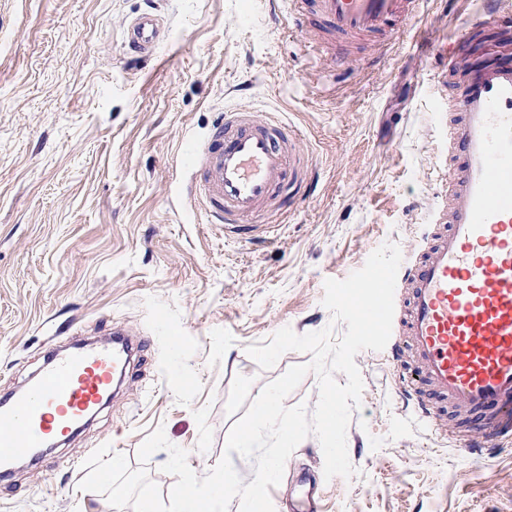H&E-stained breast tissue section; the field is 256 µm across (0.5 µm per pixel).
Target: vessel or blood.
<instances>
[{
  "mask_svg": "<svg viewBox=\"0 0 512 512\" xmlns=\"http://www.w3.org/2000/svg\"><path fill=\"white\" fill-rule=\"evenodd\" d=\"M419 0H289L293 22L318 25L339 45L378 33L413 14ZM169 32L155 12L128 29L133 56L155 55ZM444 137L448 204L428 220V250L400 265L388 359L401 366L402 392L432 421L426 395L453 402L496 436L512 434V50L494 47L452 87L436 115ZM294 141L279 120L257 125L225 112L210 136L189 143L185 163L198 171L192 194L208 223L253 237L245 217L272 208L295 178ZM415 368L403 365L406 350ZM130 345L83 342L48 354L29 389L0 398V474L35 458L94 414L126 365Z\"/></svg>",
  "mask_w": 512,
  "mask_h": 512,
  "instance_id": "vessel-or-blood-1",
  "label": "vessel or blood"
}]
</instances>
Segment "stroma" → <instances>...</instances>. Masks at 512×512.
<instances>
[{"label":"stroma","mask_w":512,"mask_h":512,"mask_svg":"<svg viewBox=\"0 0 512 512\" xmlns=\"http://www.w3.org/2000/svg\"><path fill=\"white\" fill-rule=\"evenodd\" d=\"M485 0H423L412 16L340 56L314 25L288 26L286 0H0V396L26 388L55 344L120 329L137 348L120 394L43 459L0 480V512H109L79 490L101 444L138 468L156 428L197 476L222 458L232 425L270 382L247 354L283 327L333 326L327 279L386 243L412 262L441 202L433 115L449 93L441 49L484 29ZM153 6L170 39L126 49ZM297 135L299 176L255 240L224 236L188 192V142L225 108ZM364 388L347 429L352 478H325L308 436L271 488L296 512H512V438L467 432L453 409L423 426L383 352L354 358Z\"/></svg>","instance_id":"1"}]
</instances>
